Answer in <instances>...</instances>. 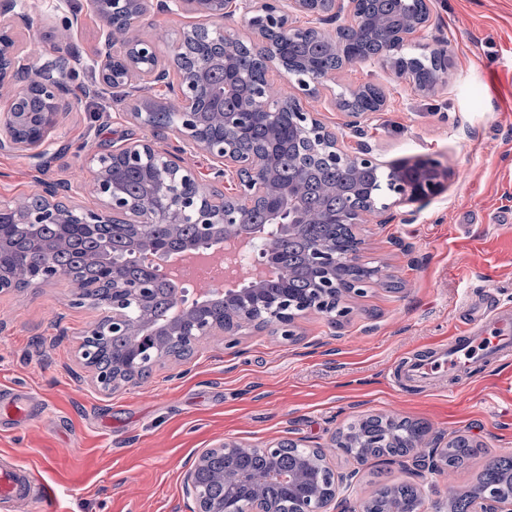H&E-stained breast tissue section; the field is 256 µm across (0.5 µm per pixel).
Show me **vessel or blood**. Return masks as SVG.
I'll list each match as a JSON object with an SVG mask.
<instances>
[{"label":"vessel or blood","instance_id":"vessel-or-blood-1","mask_svg":"<svg viewBox=\"0 0 512 512\" xmlns=\"http://www.w3.org/2000/svg\"><path fill=\"white\" fill-rule=\"evenodd\" d=\"M512 357V311L486 308L469 316L465 330L448 346L425 354L403 358L396 371L400 379L425 387L440 375L469 374L481 366ZM0 498L15 503L38 500L54 504V488L35 482L31 474L17 466L0 467Z\"/></svg>","mask_w":512,"mask_h":512}]
</instances>
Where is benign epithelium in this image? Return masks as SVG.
Instances as JSON below:
<instances>
[{"label":"benign epithelium","mask_w":512,"mask_h":512,"mask_svg":"<svg viewBox=\"0 0 512 512\" xmlns=\"http://www.w3.org/2000/svg\"><path fill=\"white\" fill-rule=\"evenodd\" d=\"M360 0H90L93 14L99 21L98 44L93 58L100 85L112 89V99L123 102L132 96L142 97L140 107L129 113L130 119L149 135L120 146L106 147L91 158L93 188L100 200L98 209H79L59 197V190L70 191L66 183H44L40 193L21 199L0 202V223L12 225L16 235L32 240L38 238L44 224H76L92 229L98 224H113L119 228L142 232L136 247L138 263L150 270L148 277L136 281L126 279L123 265L106 266L103 287L111 289L106 300L76 295L73 304L100 307L103 316L87 332L91 346L80 350L82 366L89 373L90 383L103 393L132 381V375L146 350L134 347L124 362L110 369L98 367L94 354L119 329L154 326L151 302L157 292L161 271L155 263L160 255L164 260L185 253H206L224 244V228L233 226L234 234L244 245L259 255L276 253L280 239L297 224L311 222L310 215L301 211L300 183L305 171H299L294 183L278 187L273 180L274 147L277 141L243 152L226 135L235 130L243 134L258 119L274 130L288 124L290 145L303 151L312 139L325 149V160L339 167H382L373 150L357 143L349 151L340 143L336 132L313 113L306 111L300 99L279 92L278 83L288 77L294 66L281 58L282 37L287 34L330 40L343 65L361 61L357 52L348 46L343 35L349 29L362 38L380 36L385 53L376 64L393 70L408 85L424 95L433 96L447 86V76L428 80L408 68L400 69L405 57L404 47L409 37L424 34L432 25L430 7L418 0L415 11L407 16L400 28L373 27L362 19ZM34 5L28 0H0V99L6 104L0 114V151H22L35 159L46 156L51 135L60 118L70 108L72 89L63 77L73 69L74 54L67 42L53 45L51 58L37 66L31 54L13 43L12 32L31 23ZM152 12L178 15L218 17L229 22L239 17L247 22L253 34L243 38L224 26L209 28L194 24L179 36L176 50L166 61L160 59L157 43L138 34L143 19ZM428 48L443 54L444 71L452 67L448 40L443 35L431 36ZM240 49L251 51L263 66L259 88L247 93L244 77L229 67L228 58ZM336 70L309 68L305 76L295 79L305 96H317L328 89L327 82ZM157 87L165 89L177 102V110L168 109L167 98L151 95ZM332 106L347 115V128L352 135H361L362 124L387 107L380 97L365 109L347 104L343 94H331ZM172 129L179 144L162 148L157 145L158 132ZM203 150L218 162L213 178L203 179L191 166L183 163L180 154L185 148ZM141 167L153 174L144 196L135 199L127 192L119 172ZM441 163L425 158L399 166L388 185L391 202L377 205L373 189H364L352 211L336 220L338 224H363L367 216L376 214L386 224L394 219L392 207L405 202L426 201L441 194ZM269 209L264 224L249 220L255 209ZM152 224H195L199 240L175 250L159 251L150 243L148 230ZM309 259L320 268L336 263L335 251L321 243L310 247ZM17 270L0 266V294L17 288ZM368 278L355 277L345 288L326 280L315 289L312 304L324 314L337 309V316L346 317L350 310L336 308V297L345 293L361 294ZM215 292L206 299L187 304L174 301L164 327H173L180 346L187 352L195 349L206 336H223L227 345L235 344L234 336L253 326L274 325L284 339L294 336L293 324L297 310L305 302L288 296L269 301H256L254 289L226 288L224 299L235 298L237 310L230 320L208 319L200 314L205 304L214 301ZM295 448L300 466L280 475L276 464L284 449ZM406 467L411 474L425 481L427 475L441 471L437 448L412 449ZM259 453L272 468L265 472L230 471L216 475L226 484L245 487L241 497L222 501L211 499L205 490L203 477L207 474L209 458H226ZM321 448H310L298 442H270L261 447L236 442H220L206 450L189 466L184 475V491L194 503L193 512H326V506L336 500L340 489L350 484L355 473L324 474ZM512 496H503L495 484L485 486L480 512H505L504 504Z\"/></svg>","instance_id":"obj_1"}]
</instances>
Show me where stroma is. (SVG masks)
Here are the masks:
<instances>
[{
	"label": "stroma",
	"mask_w": 512,
	"mask_h": 512,
	"mask_svg": "<svg viewBox=\"0 0 512 512\" xmlns=\"http://www.w3.org/2000/svg\"><path fill=\"white\" fill-rule=\"evenodd\" d=\"M429 6L453 54L443 91L422 96L368 63L345 68L335 84L385 91L387 109L363 124L381 162L432 157L448 172L439 196L397 205L391 223L371 216L360 226L361 261L381 267L394 288L375 280L365 294L345 295L351 313L339 323L300 315L291 341L269 327L241 331L232 347L210 337L186 360L156 363L109 394L89 384L79 363L98 312L73 306L68 280L0 294V464L31 468L62 494L56 510L34 503L23 512H192L183 476L198 454L222 440L289 438L324 449L333 472L356 471L340 498L358 508L381 485L411 479L402 465L337 449L336 437L368 415L430 427L442 447L458 436L480 445L465 466L430 476L424 512H448L453 490L474 485L491 458L512 455V359L452 391L393 379L401 358L456 336L472 301L486 295L512 309V0ZM72 10L79 25L68 31L60 19ZM64 37L78 56L66 78L77 95L43 160L0 152V200L68 180L71 203L96 208L89 157L142 134L127 117L136 100L81 92L97 78L88 0H37L30 28L17 33L40 61ZM12 400L33 417L17 418Z\"/></svg>",
	"instance_id": "1"
}]
</instances>
